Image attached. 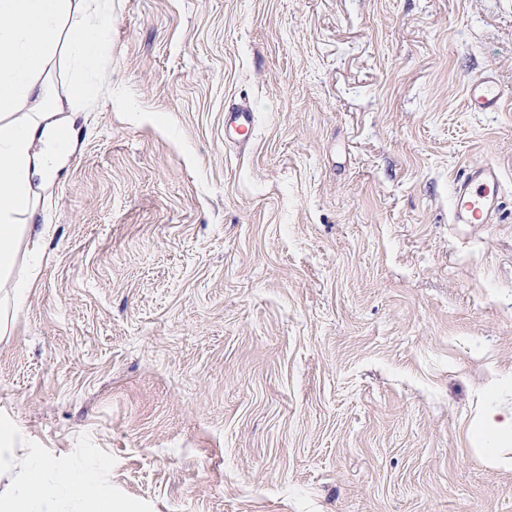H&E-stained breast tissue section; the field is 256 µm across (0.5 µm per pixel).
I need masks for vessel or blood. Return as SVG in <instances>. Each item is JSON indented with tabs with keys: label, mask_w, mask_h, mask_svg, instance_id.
<instances>
[{
	"label": "vessel or blood",
	"mask_w": 512,
	"mask_h": 512,
	"mask_svg": "<svg viewBox=\"0 0 512 512\" xmlns=\"http://www.w3.org/2000/svg\"><path fill=\"white\" fill-rule=\"evenodd\" d=\"M503 93L491 75L473 80L466 88V103L475 112L496 109ZM254 128V112L244 104L228 108L224 113V129L229 138L249 139ZM500 174L491 164L469 171L454 188L452 221L456 224H489L499 209Z\"/></svg>",
	"instance_id": "vessel-or-blood-1"
}]
</instances>
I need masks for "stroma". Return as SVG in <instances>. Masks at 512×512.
I'll use <instances>...</instances> for the list:
<instances>
[{"label": "stroma", "instance_id": "obj_1", "mask_svg": "<svg viewBox=\"0 0 512 512\" xmlns=\"http://www.w3.org/2000/svg\"><path fill=\"white\" fill-rule=\"evenodd\" d=\"M0 333V468L126 512H512V0H108ZM494 71L495 112L466 86ZM250 105L248 142L224 112ZM491 163L494 223L450 221ZM471 441L479 447L490 448L486 461L493 467L509 466L510 461L502 459L491 448H508L512 444V413L506 414L493 406H487L479 417L468 427ZM507 445V447L505 446ZM51 473L53 485L80 504L78 512H125L119 510L112 491L97 481L92 469L69 467L55 469L46 461L32 458L26 461L20 486L13 496H0L1 512H57L54 495H47L45 475Z\"/></svg>", "mask_w": 512, "mask_h": 512}]
</instances>
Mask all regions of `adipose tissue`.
<instances>
[{"label":"adipose tissue","mask_w":512,"mask_h":512,"mask_svg":"<svg viewBox=\"0 0 512 512\" xmlns=\"http://www.w3.org/2000/svg\"><path fill=\"white\" fill-rule=\"evenodd\" d=\"M105 0H0V280L9 278L20 235L32 232L37 181L54 175L88 88L110 53ZM71 72L64 97L51 88L56 65ZM486 461L502 466L498 448L512 444V413L486 407L468 427ZM80 504L78 512H115L112 492L84 467L51 469L26 461L14 495L0 496V512H57L56 496Z\"/></svg>","instance_id":"adipose-tissue-1"}]
</instances>
